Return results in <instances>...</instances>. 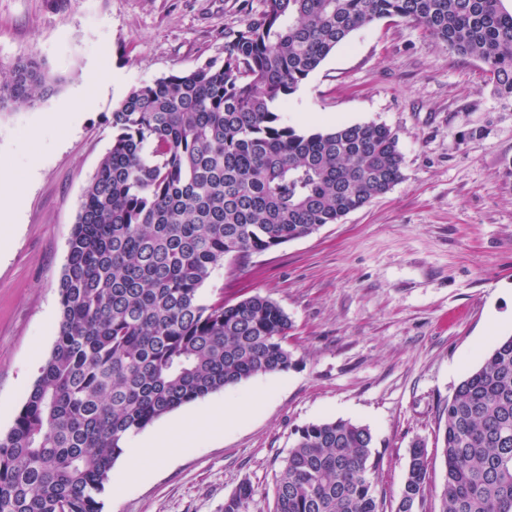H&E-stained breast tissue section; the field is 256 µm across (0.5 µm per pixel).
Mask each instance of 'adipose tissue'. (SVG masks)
Returning a JSON list of instances; mask_svg holds the SVG:
<instances>
[{
    "instance_id": "adipose-tissue-1",
    "label": "adipose tissue",
    "mask_w": 512,
    "mask_h": 512,
    "mask_svg": "<svg viewBox=\"0 0 512 512\" xmlns=\"http://www.w3.org/2000/svg\"><path fill=\"white\" fill-rule=\"evenodd\" d=\"M246 409L247 406L243 403L233 406L216 405L203 413L179 420L173 427L149 439H133L124 450L126 477L131 479L141 477L139 465L146 455L159 456L175 453L189 435L199 430L221 432L224 427L233 424Z\"/></svg>"
}]
</instances>
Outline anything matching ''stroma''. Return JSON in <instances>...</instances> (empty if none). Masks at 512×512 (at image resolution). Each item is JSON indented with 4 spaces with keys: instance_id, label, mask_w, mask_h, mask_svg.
Returning <instances> with one entry per match:
<instances>
[{
    "instance_id": "stroma-1",
    "label": "stroma",
    "mask_w": 512,
    "mask_h": 512,
    "mask_svg": "<svg viewBox=\"0 0 512 512\" xmlns=\"http://www.w3.org/2000/svg\"><path fill=\"white\" fill-rule=\"evenodd\" d=\"M263 0H0V66L35 56L60 77L32 109L0 111V185L22 194L0 224V434L50 355L57 285L84 191L112 144L113 108L132 88L221 56L224 30ZM92 67L112 84L83 86ZM71 115L67 129L51 119ZM299 130L385 124L403 179L316 233L225 262L202 301L260 294L288 314L294 367L254 376L150 425L254 396L239 421L189 440L177 457L146 456V479L123 483L116 460L101 512H224L249 483V512H273L276 476L295 431L325 420L368 427L383 512H394L409 449L426 443V492L440 512L444 407L496 343L512 335V104L485 66L436 46L406 22L355 31L281 109Z\"/></svg>"
}]
</instances>
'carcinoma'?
<instances>
[{
    "instance_id": "cac0c4a2",
    "label": "carcinoma",
    "mask_w": 512,
    "mask_h": 512,
    "mask_svg": "<svg viewBox=\"0 0 512 512\" xmlns=\"http://www.w3.org/2000/svg\"><path fill=\"white\" fill-rule=\"evenodd\" d=\"M388 19L486 66L512 102L503 0H265L224 30V57L133 88L85 189L61 275L52 351L0 435V512H100L125 440L181 406L294 365L291 322L260 295L205 303L224 261L304 238L402 179L384 124L302 132L277 106L351 34ZM59 80L35 58L0 70V110L33 108ZM440 512H512V336L444 407ZM373 435L348 420L295 431L274 512H380ZM427 450L409 449L396 512L424 496ZM241 484L224 512H247Z\"/></svg>"
}]
</instances>
